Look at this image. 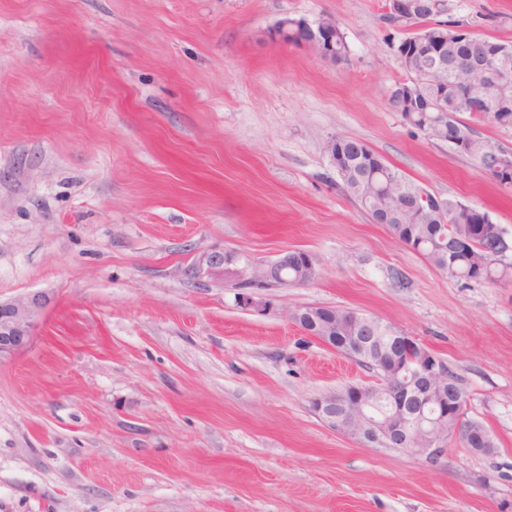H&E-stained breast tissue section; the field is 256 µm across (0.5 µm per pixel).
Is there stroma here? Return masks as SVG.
I'll list each match as a JSON object with an SVG mask.
<instances>
[{
    "label": "stroma",
    "mask_w": 512,
    "mask_h": 512,
    "mask_svg": "<svg viewBox=\"0 0 512 512\" xmlns=\"http://www.w3.org/2000/svg\"><path fill=\"white\" fill-rule=\"evenodd\" d=\"M386 0H0V301L48 305L0 360V512H512V280L452 278L370 221L325 151L364 140L512 236V186L404 122ZM334 17L331 64L273 32ZM512 41V0H448ZM307 251L317 277L241 308L235 277ZM350 308L457 372L496 453L433 460L314 411L366 368L287 311ZM335 146L336 151L339 148H343L345 152L351 153V160L358 157L357 153L362 152V154L365 155L367 152H373V150L364 141L360 139L344 135H336L333 138H331L325 146L330 158L331 150L332 148H335ZM228 263V258L224 251H211L196 255L191 274L194 278L203 276H213L216 274H233L224 267Z\"/></svg>",
    "instance_id": "stroma-1"
}]
</instances>
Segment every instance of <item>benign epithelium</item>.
<instances>
[{
	"mask_svg": "<svg viewBox=\"0 0 512 512\" xmlns=\"http://www.w3.org/2000/svg\"><path fill=\"white\" fill-rule=\"evenodd\" d=\"M408 0H388L387 15L390 25L405 27L411 18L407 13ZM303 41L322 49L323 60L334 62L332 51L324 49L336 37V20H322L312 25L305 23ZM415 46L424 49L437 64V70L447 67L444 61L445 46L421 39ZM461 68L477 77L484 88L494 91L502 82L487 58H465ZM415 105L422 112H434L442 119H453L455 112L464 108L465 103L454 102L446 105L419 99ZM496 162L492 175L500 182L512 183V153L494 148ZM301 261L299 284L313 281L317 276L316 264L312 256L303 250H288L271 262L252 267L246 281L254 288H269L274 283L273 272L288 266V260ZM228 258L222 251L199 254L194 258L191 274L195 278L229 273L226 268ZM47 299L40 293H28L9 302H0V360L11 357L30 345L36 320L46 307ZM238 304L246 310L268 314L273 310L271 301L261 294L245 291L238 297ZM307 335L323 344L334 347L336 337V309L330 306L311 305L300 307L289 314ZM355 331L341 345V354L357 360L358 354L375 345L379 349L378 365L386 373V378L371 386L349 384L340 389V394L324 393L314 398L315 412L331 427L353 435L364 443H382L383 446L401 452H408L426 459H433L443 451L448 441V432L424 431V425L448 422L456 416L452 406L459 401L447 396L448 365L429 349L403 333L395 336V344L383 341V333L388 325L364 314L352 313ZM383 399L388 406L384 412L374 411L377 399ZM464 451L470 454L491 455L495 453L490 438L478 435L477 444L465 445Z\"/></svg>",
	"mask_w": 512,
	"mask_h": 512,
	"instance_id": "7a95c632",
	"label": "benign epithelium"
}]
</instances>
